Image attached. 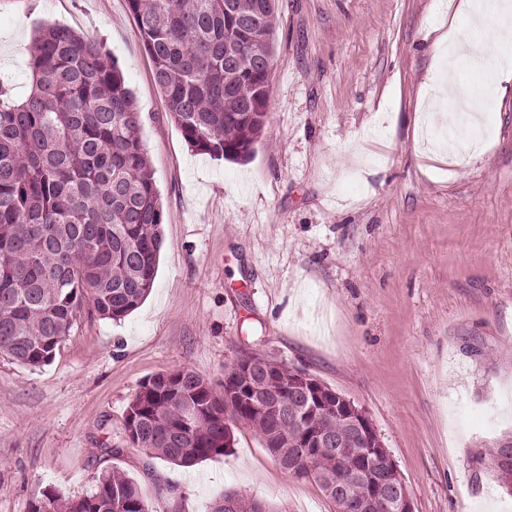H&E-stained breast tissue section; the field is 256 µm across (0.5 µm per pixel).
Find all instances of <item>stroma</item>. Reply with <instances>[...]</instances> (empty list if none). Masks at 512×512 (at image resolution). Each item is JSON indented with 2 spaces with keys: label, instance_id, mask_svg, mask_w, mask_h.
I'll return each instance as SVG.
<instances>
[{
  "label": "stroma",
  "instance_id": "stroma-1",
  "mask_svg": "<svg viewBox=\"0 0 512 512\" xmlns=\"http://www.w3.org/2000/svg\"><path fill=\"white\" fill-rule=\"evenodd\" d=\"M59 24L103 43L142 115L164 211L145 302L82 317L55 359L0 354V512L90 491L114 468L149 512H213L225 492L273 512H335L250 428L182 468L124 441L140 384L188 367L212 383L245 355L305 368L365 410L414 512H512L494 448L512 443V91L455 79L484 114L480 161L431 159L415 131L448 0H278L269 121L252 158L192 151L152 79L127 0H0V85L31 90L27 48ZM167 481L173 493L158 491Z\"/></svg>",
  "mask_w": 512,
  "mask_h": 512
}]
</instances>
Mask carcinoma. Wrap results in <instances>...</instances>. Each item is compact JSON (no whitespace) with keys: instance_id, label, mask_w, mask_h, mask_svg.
Listing matches in <instances>:
<instances>
[{"instance_id":"carcinoma-1","label":"carcinoma","mask_w":512,"mask_h":512,"mask_svg":"<svg viewBox=\"0 0 512 512\" xmlns=\"http://www.w3.org/2000/svg\"><path fill=\"white\" fill-rule=\"evenodd\" d=\"M128 0L153 63V81L169 116L196 151L242 162L252 156L269 119L276 39V0ZM28 54L32 87L21 102L0 85V353L30 368L50 364L82 314L120 320L150 294L164 242L163 206L139 136L141 115L118 62L101 42L67 27L38 31ZM219 385L183 367L140 385L124 421L125 441L181 467L224 456L242 424L281 461L298 458L293 475L329 494L341 473L361 497L365 459L351 428L336 417V392L319 384L310 408L276 401L294 369L274 360L257 378L269 400L226 404L243 392L237 368ZM199 408L191 422L187 403ZM307 432L345 441L306 448ZM44 510L149 512L139 484L120 471L91 491L63 499L43 494ZM213 512H270L264 502L227 492Z\"/></svg>"}]
</instances>
